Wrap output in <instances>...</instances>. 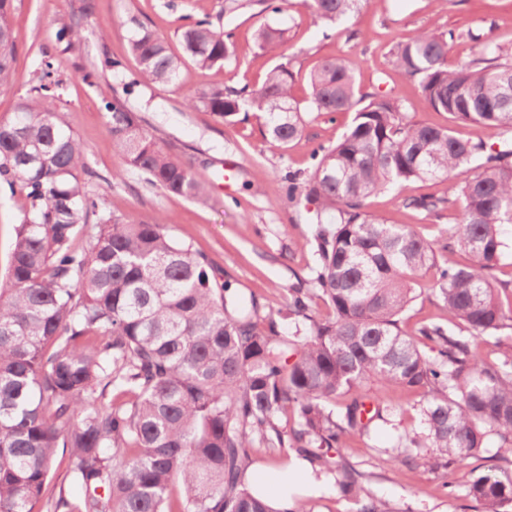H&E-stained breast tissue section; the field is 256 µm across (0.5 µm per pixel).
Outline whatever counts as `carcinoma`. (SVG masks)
I'll return each mask as SVG.
<instances>
[{
    "label": "carcinoma",
    "mask_w": 512,
    "mask_h": 512,
    "mask_svg": "<svg viewBox=\"0 0 512 512\" xmlns=\"http://www.w3.org/2000/svg\"><path fill=\"white\" fill-rule=\"evenodd\" d=\"M363 0H303L336 23ZM12 0H0V90L17 58ZM288 29L264 25L257 47L279 55ZM183 55L141 25L129 85H173L185 60L224 68L230 36L202 19L183 28ZM394 65L418 83L435 111L496 139L463 140L449 127L412 121L396 100L359 92L348 56L324 58L296 101L286 63L256 88L213 86L185 99L233 123L264 114V138L286 149L313 113L352 112L330 147L313 152L305 177L285 175L288 199L318 205L311 238L318 264L309 288H290L295 332L281 336L210 274L208 257L176 241L157 215L108 216L90 251L73 241L98 201L85 190L86 151L57 112L59 83H43L14 118L0 122V182L27 206L0 287V512H35L57 449H68L76 492L63 489L46 512H312L295 501L271 507L245 486L251 450L278 458L293 448L353 495L358 512H394L343 461L348 435L387 421L392 407L373 388L418 390L420 423L376 452L409 465L434 459L449 470L477 459L490 435L512 446V305L496 271L512 224V55L491 41L478 60L448 64V36L430 29L396 45ZM114 150L147 183L206 206L190 165L161 146L117 97H103ZM411 180L448 182V195L403 200L437 219L460 209L440 239L366 211L378 193ZM463 254L461 264L455 256ZM433 272L431 294L448 318L402 328L417 278ZM330 316L314 314L317 298ZM496 336L489 361L479 340ZM181 493L172 494V487ZM481 512L512 508V470L492 467L467 487Z\"/></svg>",
    "instance_id": "obj_1"
}]
</instances>
